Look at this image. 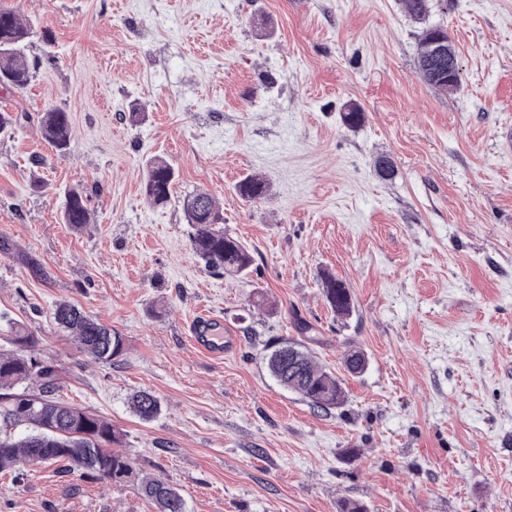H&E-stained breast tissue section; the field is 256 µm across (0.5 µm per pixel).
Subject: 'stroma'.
I'll return each mask as SVG.
<instances>
[{"mask_svg": "<svg viewBox=\"0 0 512 512\" xmlns=\"http://www.w3.org/2000/svg\"><path fill=\"white\" fill-rule=\"evenodd\" d=\"M431 4L458 53L451 93L422 79L400 0H0L34 28L29 85L0 87L21 120L0 138V336H36L58 398L119 428L187 512H512V0ZM50 107L71 115L69 151L40 135ZM154 157L178 174L160 207L141 192ZM251 175L266 193L248 202ZM70 189L91 215L79 231ZM193 190L252 253L246 275L193 254ZM61 300L119 330L123 355L81 353ZM203 312L223 355L195 342ZM305 335L346 392L326 413L267 368L266 344ZM140 390L161 401L148 422ZM0 512L155 507L54 463L0 472ZM89 219V211L84 203L83 194L77 191L68 192L65 195L62 211L63 223L77 228L83 224H89ZM323 294L338 316L349 315L352 308L351 296L345 284L332 276H326L323 280ZM131 408L140 419L148 421L161 411V402L154 394L142 391L131 398Z\"/></svg>", "mask_w": 512, "mask_h": 512, "instance_id": "obj_1", "label": "stroma"}]
</instances>
